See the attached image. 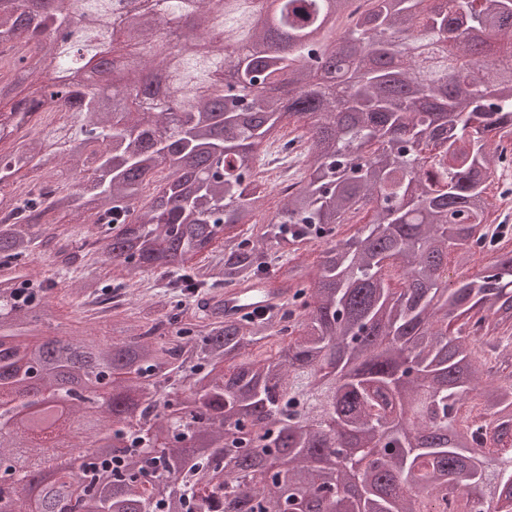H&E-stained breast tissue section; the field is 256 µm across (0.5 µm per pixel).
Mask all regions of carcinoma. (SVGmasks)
<instances>
[{"label":"carcinoma","mask_w":512,"mask_h":512,"mask_svg":"<svg viewBox=\"0 0 512 512\" xmlns=\"http://www.w3.org/2000/svg\"><path fill=\"white\" fill-rule=\"evenodd\" d=\"M69 2L0 0V56L20 52L13 80L0 78V141L64 112V165L92 175L81 194L57 172L18 194L43 166L39 141L0 153V463L38 453L33 430L55 412L74 426L69 443L110 431L129 446L74 499L71 460L43 455L55 488L41 512H443V494L462 496L463 512H512V237L488 229L490 143L512 126V0H373L361 14L333 0L331 15L325 0H280L274 22L244 20L239 51L211 43L193 58L145 25L142 61L96 102L46 39ZM213 2L179 6L206 15ZM312 36L336 46L345 79L328 58L310 62ZM270 42L281 50L259 51ZM43 68L69 78L63 98L45 85L3 104ZM225 69L251 91L247 108L216 107L210 75ZM153 73L184 111L148 118L124 104ZM198 80L211 95L192 92ZM291 124L310 173L268 219L258 149ZM71 213L92 228L61 244L50 226ZM263 220L278 246L325 244L315 284L237 232ZM488 253L483 277L450 275ZM45 254L52 277H32ZM89 264L117 288L172 274L171 291L134 322L113 314L109 335H84L49 292ZM269 276L293 307L266 322L200 308ZM52 325L71 337L58 354L41 342ZM271 338L275 354L245 359ZM245 414L285 422L242 461ZM354 440L379 458L353 469ZM338 485L347 494H323Z\"/></svg>","instance_id":"obj_1"}]
</instances>
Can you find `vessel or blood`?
Returning a JSON list of instances; mask_svg holds the SVG:
<instances>
[{
  "mask_svg": "<svg viewBox=\"0 0 512 512\" xmlns=\"http://www.w3.org/2000/svg\"><path fill=\"white\" fill-rule=\"evenodd\" d=\"M289 296L273 282H256L247 286L225 289L208 302L209 308H217L225 319L236 320L244 316L267 318L277 308L287 304Z\"/></svg>",
  "mask_w": 512,
  "mask_h": 512,
  "instance_id": "1",
  "label": "vessel or blood"
}]
</instances>
